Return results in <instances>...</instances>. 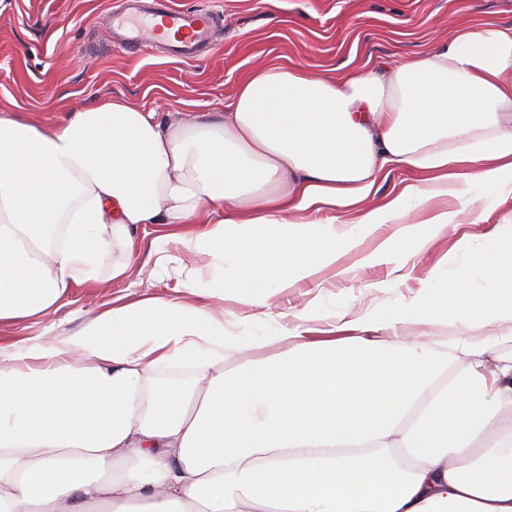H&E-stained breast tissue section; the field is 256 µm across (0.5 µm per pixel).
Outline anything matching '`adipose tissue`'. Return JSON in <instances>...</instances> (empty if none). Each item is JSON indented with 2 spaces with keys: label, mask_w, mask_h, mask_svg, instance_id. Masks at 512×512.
Wrapping results in <instances>:
<instances>
[{
  "label": "adipose tissue",
  "mask_w": 512,
  "mask_h": 512,
  "mask_svg": "<svg viewBox=\"0 0 512 512\" xmlns=\"http://www.w3.org/2000/svg\"><path fill=\"white\" fill-rule=\"evenodd\" d=\"M394 169L422 180L366 208ZM442 181L461 185L457 209L433 211L427 185ZM511 192L512 27L490 22L336 76L268 63L217 115L168 122L118 97L59 122L0 110V326L126 279L140 254L171 263L166 237L142 246L143 224L211 258L207 284L187 276L198 303L130 302L0 359V512H512V358L400 335L512 320V237L457 240L482 256V288L441 267L419 300L366 320L313 306L321 338L232 333L210 306L231 292L268 307L392 221L374 259L415 256ZM327 207L355 210L351 226L314 221ZM379 328L390 340L371 339ZM174 362L193 367L189 388L159 386Z\"/></svg>",
  "instance_id": "1"
}]
</instances>
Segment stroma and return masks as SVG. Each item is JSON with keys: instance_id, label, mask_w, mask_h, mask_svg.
<instances>
[{"instance_id": "obj_1", "label": "stroma", "mask_w": 512, "mask_h": 512, "mask_svg": "<svg viewBox=\"0 0 512 512\" xmlns=\"http://www.w3.org/2000/svg\"><path fill=\"white\" fill-rule=\"evenodd\" d=\"M204 7L219 18V31L201 58L166 56L151 44L122 47L112 39L110 15L124 0H0V106L35 122L62 120L68 110L91 106L103 95L121 97L160 115L220 112L240 80L275 58L313 71L354 66L366 58L387 62L442 42L454 28L476 21L512 26V0H175ZM484 221L449 228L409 265L399 257L366 267L362 261L395 230L380 225L320 271L315 283L273 291L269 320L295 315L313 302L335 305L357 319L421 295L429 271L460 260L478 269L479 254L457 256L460 233L481 234L512 217V195L484 203ZM174 263L159 269L138 260L124 280L77 289L69 303L27 328H0V347L23 340L50 341L82 329L112 305L136 298L184 297L188 268L208 264L170 241ZM137 290H130V283Z\"/></svg>"}]
</instances>
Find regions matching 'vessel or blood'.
<instances>
[{"mask_svg":"<svg viewBox=\"0 0 512 512\" xmlns=\"http://www.w3.org/2000/svg\"><path fill=\"white\" fill-rule=\"evenodd\" d=\"M130 8L137 13L156 17L153 25L133 24L125 18L112 21V34L122 45H141L164 40V32H172L167 41L170 54L178 59H195L212 41L216 29V15L204 8L183 9L173 0H131Z\"/></svg>","mask_w":512,"mask_h":512,"instance_id":"1","label":"vessel or blood"}]
</instances>
